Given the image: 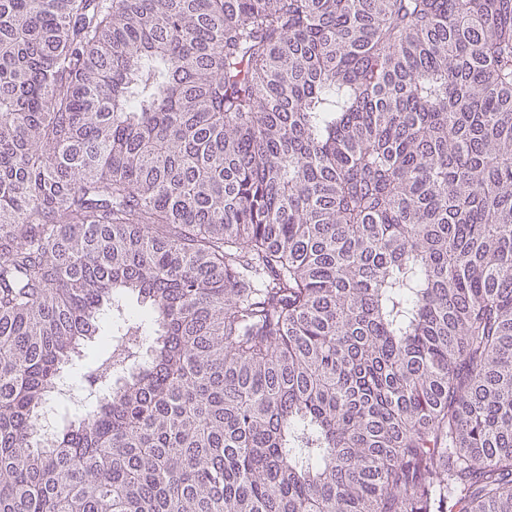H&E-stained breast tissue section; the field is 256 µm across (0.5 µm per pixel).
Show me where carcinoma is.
<instances>
[{
    "mask_svg": "<svg viewBox=\"0 0 512 512\" xmlns=\"http://www.w3.org/2000/svg\"><path fill=\"white\" fill-rule=\"evenodd\" d=\"M0 512H512V0H0Z\"/></svg>",
    "mask_w": 512,
    "mask_h": 512,
    "instance_id": "obj_1",
    "label": "carcinoma"
}]
</instances>
